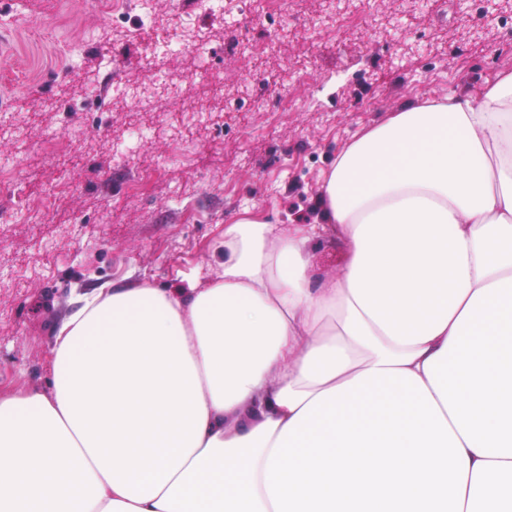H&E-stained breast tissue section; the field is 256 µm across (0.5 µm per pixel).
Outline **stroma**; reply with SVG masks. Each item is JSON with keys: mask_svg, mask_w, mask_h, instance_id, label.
Segmentation results:
<instances>
[{"mask_svg": "<svg viewBox=\"0 0 512 512\" xmlns=\"http://www.w3.org/2000/svg\"><path fill=\"white\" fill-rule=\"evenodd\" d=\"M128 2L121 23L105 0H0V62L15 69L0 74V165L14 184L0 191L1 391L49 390L52 330L76 292L207 274L247 209L311 222L322 172L361 127L512 67V0H467L449 26L433 20L438 0H377L355 31L335 22L352 0H284L273 18H201L203 48L158 72L156 46L180 39L195 0H149L144 29ZM231 39L276 49L254 60ZM357 52L363 63L340 74ZM203 61L233 81L201 79ZM289 96L294 112L279 113ZM137 130L148 138L131 153ZM144 168L156 177L134 188Z\"/></svg>", "mask_w": 512, "mask_h": 512, "instance_id": "stroma-1", "label": "stroma"}]
</instances>
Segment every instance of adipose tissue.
Instances as JSON below:
<instances>
[{
    "label": "adipose tissue",
    "mask_w": 512,
    "mask_h": 512,
    "mask_svg": "<svg viewBox=\"0 0 512 512\" xmlns=\"http://www.w3.org/2000/svg\"><path fill=\"white\" fill-rule=\"evenodd\" d=\"M316 210L80 296L0 391V512H512V69L358 130ZM344 247L335 239L316 242L313 249V265L318 278L336 269L343 256Z\"/></svg>",
    "instance_id": "obj_1"
}]
</instances>
